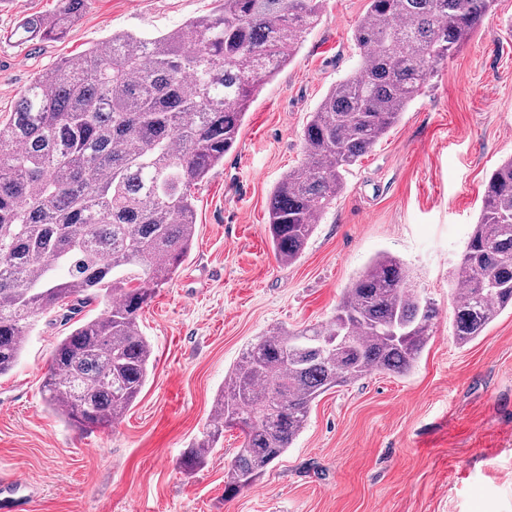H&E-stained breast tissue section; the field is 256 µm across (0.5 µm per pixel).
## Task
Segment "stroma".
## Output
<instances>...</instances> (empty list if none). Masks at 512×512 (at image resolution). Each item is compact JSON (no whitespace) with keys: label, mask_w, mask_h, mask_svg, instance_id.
<instances>
[{"label":"stroma","mask_w":512,"mask_h":512,"mask_svg":"<svg viewBox=\"0 0 512 512\" xmlns=\"http://www.w3.org/2000/svg\"><path fill=\"white\" fill-rule=\"evenodd\" d=\"M56 3L0 0V119L63 58L115 32L157 36L218 7L87 0L63 39H10L22 15ZM367 6L326 0L198 190L191 252L140 312L153 369L117 424L71 429L47 408L50 354L71 325L58 313L36 317L19 363L0 376V472L17 475L28 512H512V308L466 346L453 337L454 271L487 178L512 158V0H496L476 36L351 167L300 259L280 265L271 248L272 191L305 160L311 112L358 70L353 34ZM381 252L409 268L439 312L410 372H376L320 396L292 448L233 498L224 475L239 430L187 474L183 454L243 349L277 327L329 321Z\"/></svg>","instance_id":"1"}]
</instances>
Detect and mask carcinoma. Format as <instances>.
<instances>
[{
  "instance_id": "1",
  "label": "carcinoma",
  "mask_w": 512,
  "mask_h": 512,
  "mask_svg": "<svg viewBox=\"0 0 512 512\" xmlns=\"http://www.w3.org/2000/svg\"><path fill=\"white\" fill-rule=\"evenodd\" d=\"M213 13L157 37L114 33L34 78L0 121V375L20 359L32 320L93 301L52 351L50 409L80 430L109 426L146 385L152 346L140 311L189 255L196 186L238 141L255 94L297 53L324 0H218ZM495 0H369L355 34L358 73L328 91L303 129L306 158L268 210L278 262L299 259L344 172L399 121ZM85 0L23 17L21 41L62 38ZM68 268L59 278L56 270ZM453 335L481 336L512 307V158L490 175L456 267ZM438 311L403 263L376 257L326 323L274 329L247 346L182 467L200 468L224 437L244 435L226 473L231 498L278 460L327 391L373 372L404 374Z\"/></svg>"
}]
</instances>
